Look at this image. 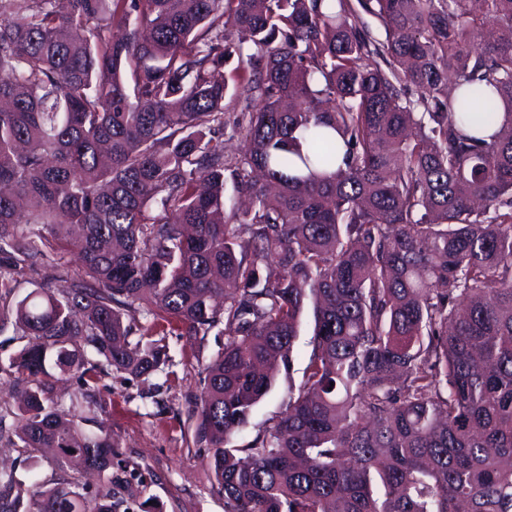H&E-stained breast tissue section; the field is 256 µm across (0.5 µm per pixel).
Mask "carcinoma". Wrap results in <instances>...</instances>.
<instances>
[{
	"label": "carcinoma",
	"instance_id": "obj_1",
	"mask_svg": "<svg viewBox=\"0 0 512 512\" xmlns=\"http://www.w3.org/2000/svg\"><path fill=\"white\" fill-rule=\"evenodd\" d=\"M357 2L377 33L348 0H0V435L102 476L0 470V512L131 510L91 412L162 322L224 326L191 400L224 512H512V0ZM51 239L81 272L19 295ZM309 310L303 380L232 445Z\"/></svg>",
	"mask_w": 512,
	"mask_h": 512
}]
</instances>
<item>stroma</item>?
Segmentation results:
<instances>
[{"label":"stroma","mask_w":512,"mask_h":512,"mask_svg":"<svg viewBox=\"0 0 512 512\" xmlns=\"http://www.w3.org/2000/svg\"><path fill=\"white\" fill-rule=\"evenodd\" d=\"M311 334L312 319L303 316L290 370L280 371L275 387L237 436V445H246L259 430L276 423L289 383L303 378ZM225 342V336L213 333L184 337L171 341V361L162 371L147 378L104 377L106 409L101 417L120 443L113 464L127 473L123 497L134 512H224V495L194 443L188 409L201 389L204 367Z\"/></svg>","instance_id":"obj_1"}]
</instances>
